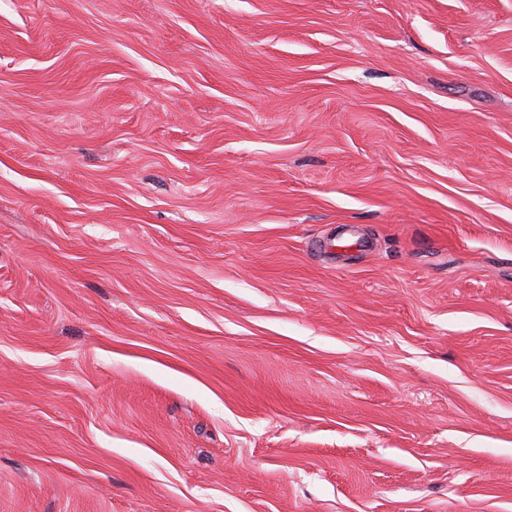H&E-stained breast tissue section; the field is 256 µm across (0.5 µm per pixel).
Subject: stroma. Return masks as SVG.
<instances>
[{"label": "stroma", "mask_w": 512, "mask_h": 512, "mask_svg": "<svg viewBox=\"0 0 512 512\" xmlns=\"http://www.w3.org/2000/svg\"><path fill=\"white\" fill-rule=\"evenodd\" d=\"M0 512H512V0H0Z\"/></svg>", "instance_id": "stroma-1"}]
</instances>
